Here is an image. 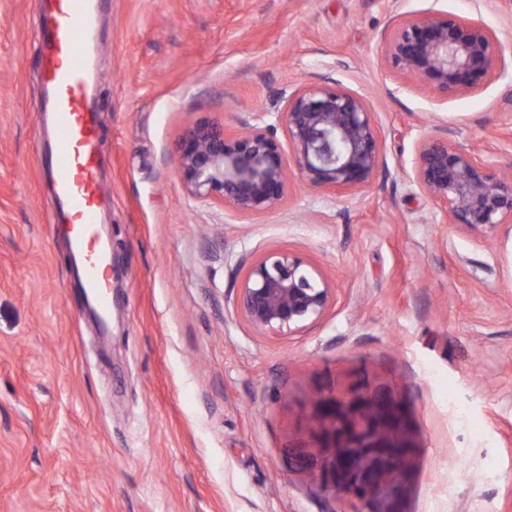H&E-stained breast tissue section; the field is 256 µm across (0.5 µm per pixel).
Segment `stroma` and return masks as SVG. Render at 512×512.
Instances as JSON below:
<instances>
[{"instance_id": "35a3bbf8", "label": "stroma", "mask_w": 512, "mask_h": 512, "mask_svg": "<svg viewBox=\"0 0 512 512\" xmlns=\"http://www.w3.org/2000/svg\"><path fill=\"white\" fill-rule=\"evenodd\" d=\"M482 20L512 0H106L96 31L109 335L86 315L52 222L54 158L35 0H0V512H351L322 489L323 399L405 409L412 451L364 512H512V241L477 244L411 180L450 135L512 161V59L439 99L380 61L396 12ZM363 97L383 170L363 191L291 175L255 216L190 197L186 132L279 126L290 92ZM283 250L337 292L283 339L234 307L248 263Z\"/></svg>"}]
</instances>
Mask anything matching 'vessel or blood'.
I'll use <instances>...</instances> for the list:
<instances>
[{
    "instance_id": "1",
    "label": "vessel or blood",
    "mask_w": 512,
    "mask_h": 512,
    "mask_svg": "<svg viewBox=\"0 0 512 512\" xmlns=\"http://www.w3.org/2000/svg\"><path fill=\"white\" fill-rule=\"evenodd\" d=\"M99 0H37L35 33L41 44L48 112L55 133V196L72 252L83 260L87 295L111 316L112 281L98 235L104 189L99 178V116L92 103L95 76L89 48Z\"/></svg>"
}]
</instances>
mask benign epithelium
I'll use <instances>...</instances> for the list:
<instances>
[{
	"instance_id": "obj_1",
	"label": "benign epithelium",
	"mask_w": 512,
	"mask_h": 512,
	"mask_svg": "<svg viewBox=\"0 0 512 512\" xmlns=\"http://www.w3.org/2000/svg\"><path fill=\"white\" fill-rule=\"evenodd\" d=\"M381 51L392 70L416 78L448 99L480 90L505 75V45L479 19L441 12L395 13ZM288 147L273 127L255 125L228 135L212 125L189 130L177 164L188 195L219 202L242 216L265 213L285 197L288 171L309 188L364 190L382 171L380 131L366 101L335 83H313L288 94L282 112ZM413 181L448 223L478 243L512 237V173L449 137L422 140ZM335 292L308 261L267 251L248 266L235 307L254 330L293 336L319 321ZM401 405L358 399L326 400L323 416L328 467L320 484L361 505L394 490L411 447L400 431Z\"/></svg>"
}]
</instances>
